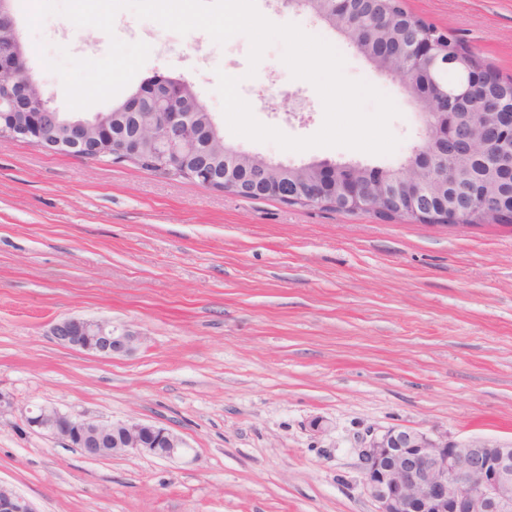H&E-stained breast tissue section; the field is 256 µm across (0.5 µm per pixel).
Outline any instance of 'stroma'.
I'll use <instances>...</instances> for the list:
<instances>
[{
  "label": "stroma",
  "mask_w": 512,
  "mask_h": 512,
  "mask_svg": "<svg viewBox=\"0 0 512 512\" xmlns=\"http://www.w3.org/2000/svg\"><path fill=\"white\" fill-rule=\"evenodd\" d=\"M27 3L15 11L28 65L60 111L64 88L43 73L38 44L99 59L132 27L151 47L132 86L158 72L184 78L238 150L288 165L388 168L420 141L398 82L276 0L256 6L330 42L347 77L394 100V153L292 152L227 132L217 75L247 71L245 36L179 37L129 10L110 35L61 15L33 31ZM403 6L512 77V0ZM282 52L266 50L244 98L260 122L308 137L323 104ZM278 86L303 112L276 109ZM70 317L130 326L144 342L109 359L60 346L51 326ZM0 393L15 406L0 420V485L35 512H374L360 457L371 435L403 425L512 443V226L293 207L0 140ZM37 405L161 425L190 452L89 459L27 427Z\"/></svg>",
  "instance_id": "stroma-1"
}]
</instances>
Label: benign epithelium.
Returning <instances> with one entry per match:
<instances>
[{
	"instance_id": "benign-epithelium-1",
	"label": "benign epithelium",
	"mask_w": 512,
	"mask_h": 512,
	"mask_svg": "<svg viewBox=\"0 0 512 512\" xmlns=\"http://www.w3.org/2000/svg\"><path fill=\"white\" fill-rule=\"evenodd\" d=\"M283 8L304 12L314 21L334 25L378 72L402 84L422 120L420 145L394 168L359 163L313 161L301 166L273 164L224 143L212 117L199 120L205 107L182 78L157 72L112 111L56 127L58 114L25 56L15 17L14 0H0V134L50 151L95 157L104 143L115 159L133 160L147 145L161 158L158 172L171 176L187 170L200 141L220 148L224 176L215 174L210 158L189 171L200 185L242 196L260 193L283 202L310 207L332 200L349 212L406 217L428 223L435 214L460 225L476 196L473 171L449 162L460 154L504 180L512 176V99L494 97L485 88L500 78L476 55L457 50L453 57L430 38L416 33L402 42L380 40L373 14L385 13L400 0H278ZM463 73L442 86L438 73ZM480 102L487 123L475 143L463 145L459 128L469 122V107ZM138 118L131 137L112 131V113ZM256 163L267 172L262 182L240 175ZM51 335L61 346L99 356L130 354L143 336L129 328H114L107 320L65 318ZM25 423L44 430L92 459L137 453L162 459L185 454L186 442L172 430L129 419L102 422L80 414L41 406L29 411ZM365 489L375 512H512V445L490 440L431 438L405 426L391 427L370 439L363 449ZM0 512H34L24 498L0 486Z\"/></svg>"
}]
</instances>
